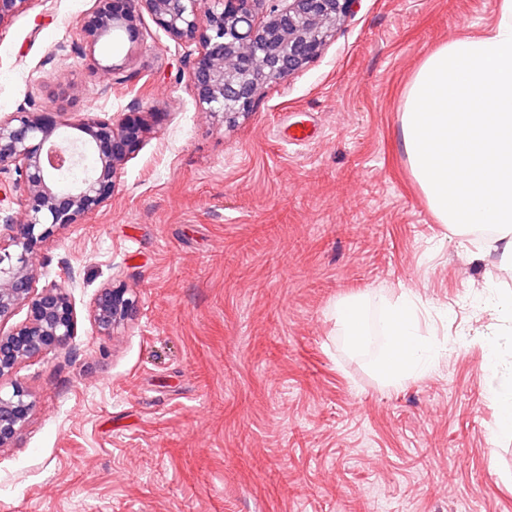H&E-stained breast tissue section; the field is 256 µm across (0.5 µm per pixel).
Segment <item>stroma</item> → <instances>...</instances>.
Listing matches in <instances>:
<instances>
[{"label": "stroma", "mask_w": 512, "mask_h": 512, "mask_svg": "<svg viewBox=\"0 0 512 512\" xmlns=\"http://www.w3.org/2000/svg\"><path fill=\"white\" fill-rule=\"evenodd\" d=\"M94 7L27 0L0 22L1 115L164 114L102 206L32 256L76 334L13 375L36 409L0 450V512H512V433L480 341V299L512 292V272L435 222L400 150L412 74L490 26L494 0H356L231 125L195 104L196 46L146 12L137 42L88 46ZM108 284L137 311L104 336L91 314ZM407 291L441 351L392 388L374 367ZM351 297L359 350L336 318Z\"/></svg>", "instance_id": "1"}]
</instances>
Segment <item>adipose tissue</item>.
<instances>
[{
  "mask_svg": "<svg viewBox=\"0 0 512 512\" xmlns=\"http://www.w3.org/2000/svg\"><path fill=\"white\" fill-rule=\"evenodd\" d=\"M481 33L429 51L407 84L401 150L432 217L452 229H491L492 249L512 267V0H495ZM416 296L386 307L380 377L398 386L429 370L436 344L421 332ZM501 337L486 338L497 428L512 432V372L498 360Z\"/></svg>",
  "mask_w": 512,
  "mask_h": 512,
  "instance_id": "obj_1",
  "label": "adipose tissue"
}]
</instances>
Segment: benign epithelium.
<instances>
[{"label":"benign epithelium","instance_id":"7a95c632","mask_svg":"<svg viewBox=\"0 0 512 512\" xmlns=\"http://www.w3.org/2000/svg\"><path fill=\"white\" fill-rule=\"evenodd\" d=\"M255 0H96L84 22L87 44L122 29L138 36L139 7L176 42L197 43L200 51L191 70L198 108L233 122L250 111L259 89L301 72L320 55L336 27L356 0H273L267 20H254ZM155 112L120 113L110 119L77 118L67 127L70 150H60L61 131L48 112H14L0 116V171L14 168L25 194L0 186V203L18 211L0 217V320L27 306L26 320L0 330V387L24 360L67 349L75 336L70 296L51 284L33 291L36 272L31 254L56 230L80 224L112 191L117 175L135 154L150 129ZM94 152L95 163L83 178L64 188L55 174L81 166ZM135 299L126 288L99 290L92 320L97 332L110 335L133 316ZM31 394L15 382L0 391V449L10 447L34 411Z\"/></svg>","mask_w":512,"mask_h":512}]
</instances>
